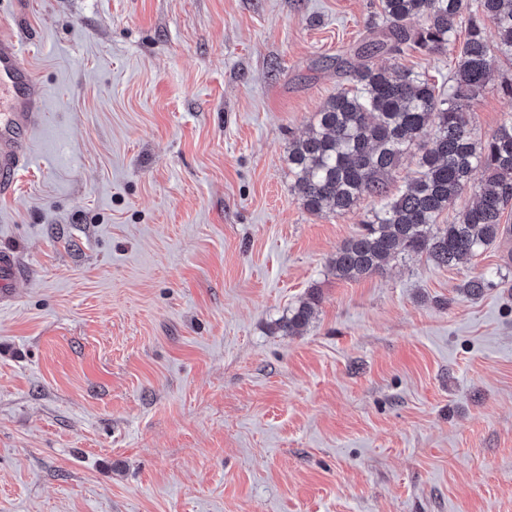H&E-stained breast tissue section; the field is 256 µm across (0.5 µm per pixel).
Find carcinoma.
<instances>
[{
	"label": "carcinoma",
	"mask_w": 512,
	"mask_h": 512,
	"mask_svg": "<svg viewBox=\"0 0 512 512\" xmlns=\"http://www.w3.org/2000/svg\"><path fill=\"white\" fill-rule=\"evenodd\" d=\"M382 23L355 50L359 57L397 55L408 47L426 54L455 42L457 20L469 11L468 35L459 45L448 95L427 78L396 66L348 67V87L339 89L315 113L305 134L289 141L291 188L313 214L342 215L365 196L386 199L331 260L336 277L358 280L380 273L399 254L426 257L451 267L493 246L512 227L502 223L512 202V118L494 135L478 138L469 114L476 111L496 66L512 64V0H380ZM421 24L412 28V19ZM497 41L489 43L485 22ZM433 132L429 141L423 140ZM416 170L406 188L387 198V180L409 153ZM483 169L474 207L450 224L440 215ZM494 286L487 274L459 288L467 298ZM319 303L317 291L290 311L280 328L299 334Z\"/></svg>",
	"instance_id": "obj_1"
}]
</instances>
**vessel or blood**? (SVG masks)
Returning <instances> with one entry per match:
<instances>
[{
	"label": "vessel or blood",
	"mask_w": 512,
	"mask_h": 512,
	"mask_svg": "<svg viewBox=\"0 0 512 512\" xmlns=\"http://www.w3.org/2000/svg\"><path fill=\"white\" fill-rule=\"evenodd\" d=\"M43 86L11 35L0 34V193L27 161L23 136L39 119Z\"/></svg>",
	"instance_id": "vessel-or-blood-1"
}]
</instances>
